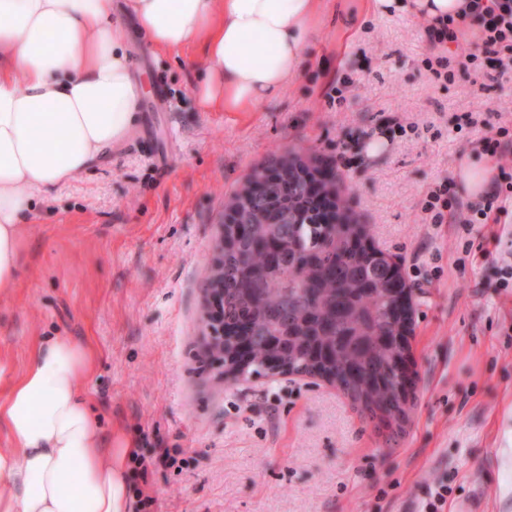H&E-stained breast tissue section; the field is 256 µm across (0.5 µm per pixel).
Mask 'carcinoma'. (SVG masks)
<instances>
[{
	"label": "carcinoma",
	"mask_w": 512,
	"mask_h": 512,
	"mask_svg": "<svg viewBox=\"0 0 512 512\" xmlns=\"http://www.w3.org/2000/svg\"><path fill=\"white\" fill-rule=\"evenodd\" d=\"M278 161L286 167L283 183L243 207L245 234L224 249L221 273L207 268L204 280L224 288V322L250 326L255 372L268 336L278 338V352L297 369H314L327 350L344 394L374 421L397 405L393 354L379 343L394 332L388 288L395 266L383 253L364 252V225L317 222L319 204L301 193L303 156L288 152ZM322 201L347 211L334 183ZM299 211L309 223H295Z\"/></svg>",
	"instance_id": "1"
}]
</instances>
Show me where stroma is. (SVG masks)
Returning <instances> with one entry per match:
<instances>
[{"label": "stroma", "instance_id": "obj_1", "mask_svg": "<svg viewBox=\"0 0 512 512\" xmlns=\"http://www.w3.org/2000/svg\"><path fill=\"white\" fill-rule=\"evenodd\" d=\"M128 35L138 128L28 213L19 286L0 297V364L20 373L43 335L93 347L81 384L125 471L128 512H423L443 478L452 492L439 512H512V288L499 274L512 199L468 233L422 209L480 152L468 117L512 125V73L434 78L418 16L325 0L277 97L203 112L200 49L160 55ZM376 137L385 148L368 155ZM286 150L335 172L352 218L411 291L414 406L395 440L320 379L222 384L206 371L200 272L224 202Z\"/></svg>", "mask_w": 512, "mask_h": 512}]
</instances>
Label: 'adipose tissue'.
<instances>
[{"instance_id":"obj_1","label":"adipose tissue","mask_w":512,"mask_h":512,"mask_svg":"<svg viewBox=\"0 0 512 512\" xmlns=\"http://www.w3.org/2000/svg\"><path fill=\"white\" fill-rule=\"evenodd\" d=\"M466 0H373L434 23ZM322 0H0V295L16 288L36 199L127 140L137 121L125 20L152 49L200 45L201 111L249 112L300 70ZM93 351L42 336L0 390V512H123V476L104 452L99 417L81 381Z\"/></svg>"}]
</instances>
